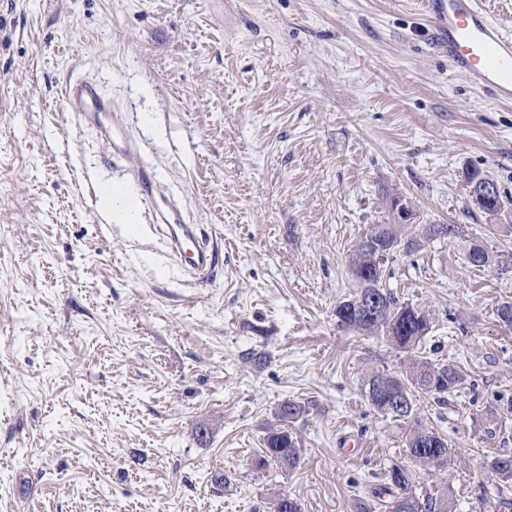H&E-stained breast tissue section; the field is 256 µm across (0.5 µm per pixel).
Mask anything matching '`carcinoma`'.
I'll return each mask as SVG.
<instances>
[{
    "label": "carcinoma",
    "instance_id": "obj_1",
    "mask_svg": "<svg viewBox=\"0 0 512 512\" xmlns=\"http://www.w3.org/2000/svg\"><path fill=\"white\" fill-rule=\"evenodd\" d=\"M405 231L406 228L399 224H371L365 236H377L392 251L400 245L413 251L419 240L413 237L402 240ZM349 266L357 292L353 298L336 306L338 324L357 334H383L396 349L408 356L403 369L379 371L366 380L364 395L367 402L376 411L411 424L405 433L404 448L416 465L440 471L457 464L458 452L448 439L419 419L417 394L423 393L438 403L445 402L448 395L465 382V375L453 366L435 363L421 355V344L430 328V314L396 299L386 287L385 266L372 263L370 255L358 246L349 258ZM366 290L371 291L387 311L381 323L355 309V302ZM382 377L390 378V389L384 392L375 385ZM306 413L307 406L298 401L285 400L280 404L279 425L268 430L264 448L255 458L257 468L271 464L289 470L297 467L300 461L298 442L288 431V424ZM386 483L388 487L384 492L388 494V500L383 504L384 512H452L447 496L417 493L413 473L403 465L389 467Z\"/></svg>",
    "mask_w": 512,
    "mask_h": 512
}]
</instances>
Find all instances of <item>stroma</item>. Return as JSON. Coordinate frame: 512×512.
<instances>
[{
	"label": "stroma",
	"instance_id": "obj_1",
	"mask_svg": "<svg viewBox=\"0 0 512 512\" xmlns=\"http://www.w3.org/2000/svg\"><path fill=\"white\" fill-rule=\"evenodd\" d=\"M423 0H0V512H300L375 506L404 422L370 407L371 373L407 356L338 325L348 259L389 195L422 224L387 286L432 314L421 350L466 382L423 422L461 461L416 470L453 512H497L512 484V105L454 75L427 41ZM90 78L137 153L113 165L100 127L62 104ZM156 173L222 240L194 287L158 236L127 166ZM496 183L470 213L465 169ZM107 186L98 201L87 180ZM490 262L470 265L471 238ZM269 355L255 367L246 355ZM292 470L251 459L284 400Z\"/></svg>",
	"mask_w": 512,
	"mask_h": 512
}]
</instances>
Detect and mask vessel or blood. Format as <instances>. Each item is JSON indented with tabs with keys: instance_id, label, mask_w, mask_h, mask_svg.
<instances>
[{
	"instance_id": "b4317fda",
	"label": "vessel or blood",
	"mask_w": 512,
	"mask_h": 512,
	"mask_svg": "<svg viewBox=\"0 0 512 512\" xmlns=\"http://www.w3.org/2000/svg\"><path fill=\"white\" fill-rule=\"evenodd\" d=\"M426 11L436 43L447 56L452 72L489 92L496 102L511 103L512 32L492 19L482 0H427ZM61 97L67 111L84 121L106 124L113 161L128 158L134 142L124 123L113 114L111 101L101 95L94 82L67 80ZM130 174L170 256L197 282H209L220 251L217 240L187 221L179 201L161 192L152 171L134 168Z\"/></svg>"
}]
</instances>
